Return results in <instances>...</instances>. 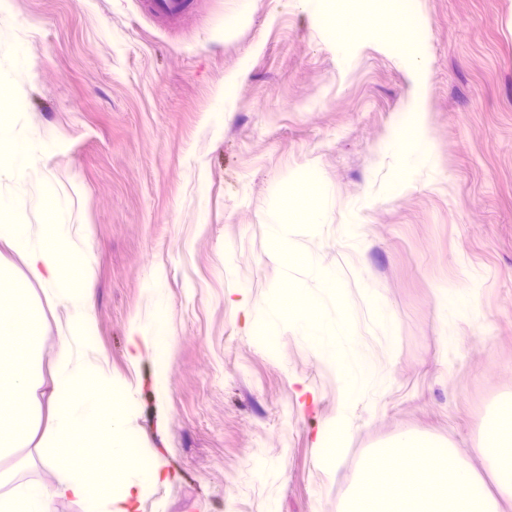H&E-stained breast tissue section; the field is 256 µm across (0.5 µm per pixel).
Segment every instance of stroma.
<instances>
[{
    "label": "stroma",
    "instance_id": "1",
    "mask_svg": "<svg viewBox=\"0 0 512 512\" xmlns=\"http://www.w3.org/2000/svg\"><path fill=\"white\" fill-rule=\"evenodd\" d=\"M399 10L333 0L344 61L302 0H193L173 26L142 0H0V48L27 64L0 87V110L22 115L0 139L48 145L37 163L70 198L74 248L94 265L88 357L130 395L138 439L175 475L141 512H336L357 461L407 434L483 470L472 440L512 396V0H422L407 55L376 30ZM418 101L433 165L399 193L386 145ZM313 180L335 190L316 236L304 227ZM276 194L296 248L341 272L365 361L389 367L381 398L355 405L332 475L317 444L336 409L327 358L237 304L263 301L277 276L264 223ZM362 197L372 207L353 213ZM338 224L362 225L361 248ZM439 288L472 294L475 317L440 318ZM135 325L161 356L137 369Z\"/></svg>",
    "mask_w": 512,
    "mask_h": 512
}]
</instances>
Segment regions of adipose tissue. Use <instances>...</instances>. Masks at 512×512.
Wrapping results in <instances>:
<instances>
[{"label":"adipose tissue","mask_w":512,"mask_h":512,"mask_svg":"<svg viewBox=\"0 0 512 512\" xmlns=\"http://www.w3.org/2000/svg\"><path fill=\"white\" fill-rule=\"evenodd\" d=\"M409 131L387 145L399 162L397 192L415 183V164L429 165L425 107ZM44 143L19 138L0 142V179L12 192L0 199L9 210L26 197L33 159ZM40 203L54 215L50 224H0V512H53V504L74 501L85 512H140L150 489L169 483L171 474L155 449L135 438L136 417L117 397L107 373L86 356L95 341L90 261L64 270L72 250L70 202L55 184L40 178ZM24 269L11 272V257ZM42 297L29 298L31 287ZM62 309L59 350L43 367L38 338L45 307ZM36 456L49 482L26 481L20 455Z\"/></svg>","instance_id":"1"}]
</instances>
